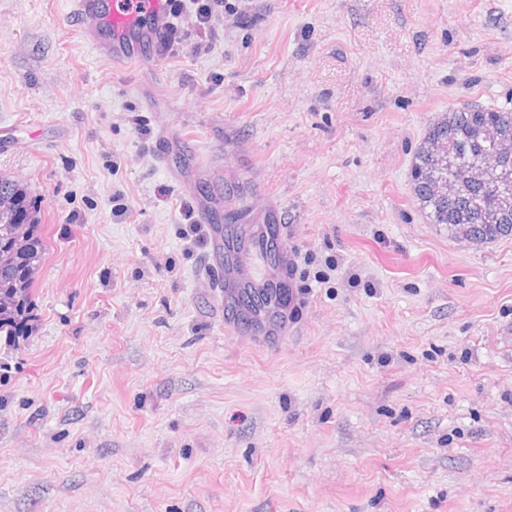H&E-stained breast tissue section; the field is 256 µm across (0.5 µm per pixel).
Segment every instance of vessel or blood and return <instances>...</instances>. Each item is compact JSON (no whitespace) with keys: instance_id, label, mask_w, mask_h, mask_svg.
Instances as JSON below:
<instances>
[{"instance_id":"obj_1","label":"vessel or blood","mask_w":512,"mask_h":512,"mask_svg":"<svg viewBox=\"0 0 512 512\" xmlns=\"http://www.w3.org/2000/svg\"><path fill=\"white\" fill-rule=\"evenodd\" d=\"M70 12L88 46L119 64L154 62L172 24L166 0H70ZM246 261L242 247L225 257L224 277L211 288L222 290Z\"/></svg>"}]
</instances>
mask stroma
<instances>
[{
  "instance_id": "stroma-1",
  "label": "stroma",
  "mask_w": 512,
  "mask_h": 512,
  "mask_svg": "<svg viewBox=\"0 0 512 512\" xmlns=\"http://www.w3.org/2000/svg\"><path fill=\"white\" fill-rule=\"evenodd\" d=\"M179 34L115 64L66 0H0V172L47 244L0 336V512H512V236L412 193L433 120L512 110V0H224ZM228 195L285 247L280 327L204 285Z\"/></svg>"
}]
</instances>
